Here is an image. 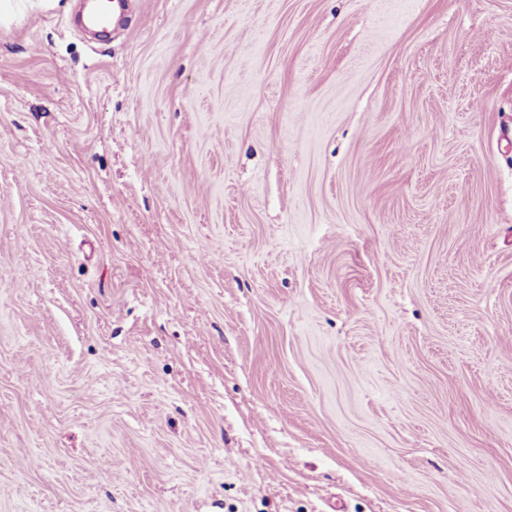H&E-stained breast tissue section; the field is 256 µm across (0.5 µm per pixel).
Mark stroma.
<instances>
[{"label": "stroma", "instance_id": "35a3bbf8", "mask_svg": "<svg viewBox=\"0 0 512 512\" xmlns=\"http://www.w3.org/2000/svg\"><path fill=\"white\" fill-rule=\"evenodd\" d=\"M0 18V512H512V0Z\"/></svg>", "mask_w": 512, "mask_h": 512}]
</instances>
